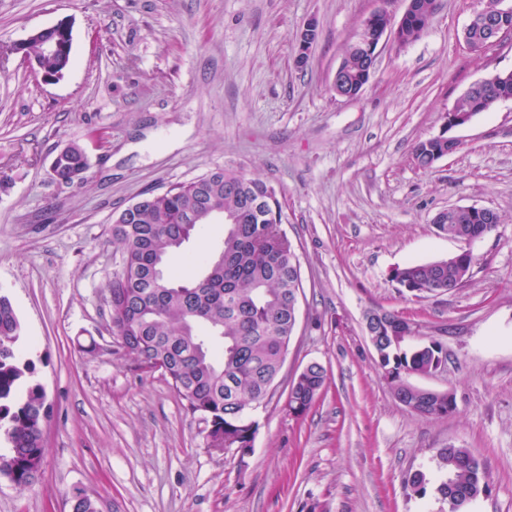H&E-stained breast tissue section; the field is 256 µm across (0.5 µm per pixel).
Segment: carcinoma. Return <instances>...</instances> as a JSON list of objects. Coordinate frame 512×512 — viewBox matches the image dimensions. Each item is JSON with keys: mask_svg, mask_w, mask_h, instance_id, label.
<instances>
[{"mask_svg": "<svg viewBox=\"0 0 512 512\" xmlns=\"http://www.w3.org/2000/svg\"><path fill=\"white\" fill-rule=\"evenodd\" d=\"M419 17L405 21L400 37L418 40L438 9L437 0H418ZM489 99L512 100V80L484 87ZM448 148L424 139L413 147L414 161L424 168L428 158ZM87 166L86 153L76 148L56 163L57 173L70 175ZM263 202L261 212L247 201ZM219 208L224 222L222 248L214 255H188L202 268L191 278L168 268L169 257L181 250L198 230L211 223ZM494 224L448 221L450 238L470 234L483 238ZM113 243L120 248V270L106 283L112 335L125 354L142 370L158 368L185 402L224 438V448L239 454L241 465L252 451L257 430L251 419L281 371L296 328L295 305L302 288L299 256L283 229L279 191L266 181L217 168L193 180L155 194L145 193L112 219ZM458 254L437 261L411 262L399 268V279L412 293L453 289L463 277ZM23 326L10 299L0 294V436L7 447L0 452V474L23 491L36 484L44 456V414L49 404L34 379L35 363L21 356L16 344ZM409 337H377L379 366L390 380L394 397L404 396L412 410L426 417H445L454 406L446 393H412L406 377L429 375L447 352L433 341L407 345ZM326 382V373L312 363L299 374L289 398L306 413ZM442 477L435 488L440 498L459 512L490 491L480 460L467 448L450 445L439 450ZM429 480L416 472L405 486L418 496L427 493ZM72 512H99L89 495L72 498Z\"/></svg>", "mask_w": 512, "mask_h": 512, "instance_id": "obj_1", "label": "carcinoma"}]
</instances>
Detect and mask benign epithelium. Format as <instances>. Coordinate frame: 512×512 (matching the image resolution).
Wrapping results in <instances>:
<instances>
[{
	"label": "benign epithelium",
	"instance_id": "7a95c632",
	"mask_svg": "<svg viewBox=\"0 0 512 512\" xmlns=\"http://www.w3.org/2000/svg\"><path fill=\"white\" fill-rule=\"evenodd\" d=\"M512 14V4H507V0H482V7L471 17L469 23L463 31V41L467 48L472 51L483 52L490 47L501 45L512 32L499 26L496 19ZM400 25L394 23L392 16L385 10H375L369 13L361 22L359 27L355 47L361 56L364 69L358 75L356 80H351L349 73L338 66L332 82V88L339 97L351 98L356 96L355 89L360 83H368L369 77L374 69L378 52L386 40L393 38L396 42H401L399 37ZM473 29H481L485 34V43L480 45L472 41L468 32ZM315 33V24L309 21L305 24L301 45L302 51L296 57V66L305 65V61L311 48L315 43L313 34ZM36 42L40 46L41 54L46 57H56L65 61L63 70L51 73L46 71L40 64L39 59L28 53V45ZM14 50L21 51L31 61L35 71L46 83L61 81L69 72L72 64L73 53V33L72 26L66 21H59L53 25L41 27L32 30L28 38L22 44L14 47ZM512 77V71H499L491 74L481 81L473 83L468 89L467 94L471 95L473 105L468 112H459L452 110L448 112L443 129L439 134L433 136L435 140H441L448 143V151L437 153L431 159V162L455 153L461 146V141L449 135V131L455 127L467 124L471 119L481 112L489 109L490 101L485 99L480 89L490 83L500 80H506ZM461 217L471 224H494L496 223L493 211L474 206H450L439 211L432 219L434 224H444L448 221V216Z\"/></svg>",
	"mask_w": 512,
	"mask_h": 512
}]
</instances>
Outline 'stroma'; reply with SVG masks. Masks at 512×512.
Wrapping results in <instances>:
<instances>
[{"label": "stroma", "mask_w": 512, "mask_h": 512, "mask_svg": "<svg viewBox=\"0 0 512 512\" xmlns=\"http://www.w3.org/2000/svg\"><path fill=\"white\" fill-rule=\"evenodd\" d=\"M428 30L386 41L368 84L332 80L362 19L406 0H0V48L37 27L73 26V62L48 84L23 54L0 55V293L20 318L51 414L37 484L0 477V512H70L75 491L100 512H448L435 490L439 449H470L491 491L468 512H512V101L455 128L460 149L419 168L414 145L437 135L473 83L512 70V43L469 51L462 30L479 0H438ZM316 24L304 66L301 32ZM81 145L84 181L56 184L59 150ZM216 168L271 183L301 263L297 328L275 391L254 413L253 450L215 454L205 425L167 379L112 335L105 285L119 268L112 218L144 192ZM451 205L500 217L475 243L472 278L412 295L395 268L460 250L432 219ZM223 224L189 254L214 253ZM385 310L414 322L448 358L412 384L452 393L425 417L402 405L364 332ZM321 364L327 385L302 416L289 378Z\"/></svg>", "instance_id": "1"}]
</instances>
